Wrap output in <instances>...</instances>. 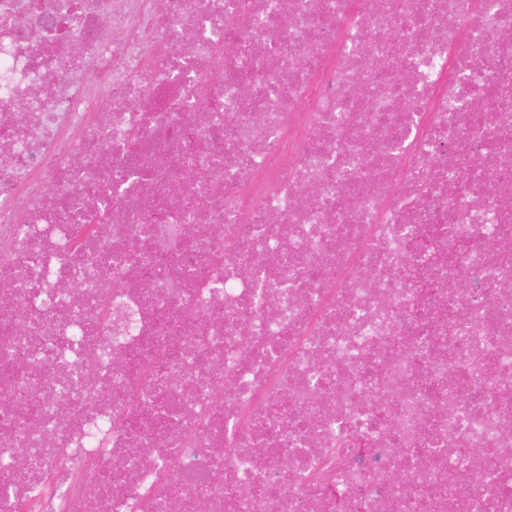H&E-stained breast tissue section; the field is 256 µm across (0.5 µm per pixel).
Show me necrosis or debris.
<instances>
[{"label":"necrosis or debris","instance_id":"1","mask_svg":"<svg viewBox=\"0 0 512 512\" xmlns=\"http://www.w3.org/2000/svg\"><path fill=\"white\" fill-rule=\"evenodd\" d=\"M290 3L0 0V512H512V0Z\"/></svg>","mask_w":512,"mask_h":512}]
</instances>
